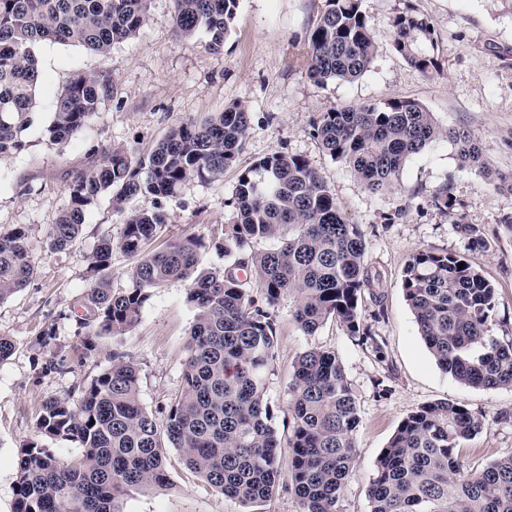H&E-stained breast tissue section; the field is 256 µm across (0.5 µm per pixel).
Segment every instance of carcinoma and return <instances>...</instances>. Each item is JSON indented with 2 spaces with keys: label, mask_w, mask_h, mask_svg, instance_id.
<instances>
[{
  "label": "carcinoma",
  "mask_w": 512,
  "mask_h": 512,
  "mask_svg": "<svg viewBox=\"0 0 512 512\" xmlns=\"http://www.w3.org/2000/svg\"><path fill=\"white\" fill-rule=\"evenodd\" d=\"M178 36L199 31L218 49L239 0H172ZM362 0H327L307 42V77L317 85L352 81L373 62L376 35ZM150 0H0V159L23 147L18 133L31 122L40 71L32 52L40 42L77 44L106 53L133 38L146 23ZM396 51L419 72L437 70L438 42L427 20L413 10L392 20ZM106 84L90 73L62 82L49 141L79 134L98 112ZM249 112L231 104L200 123L170 131L151 151L136 155L111 146L76 172L69 206L56 214L47 245L62 251L79 238L86 211L105 194L125 213L119 242L99 239L91 255L98 276L76 316L93 336L123 334L139 321L149 289L169 280L189 283L196 309L183 387L159 425L139 401L138 369L119 355L91 380L79 400L50 398L39 431L78 443L80 457H56L36 441L19 449L14 512H122L120 499L135 487L168 486L167 449L210 487L243 505L275 496L281 478L274 412L265 399L272 371L276 306L292 301L293 319L308 335L328 320L340 321L363 343L377 344L358 312L362 291L372 287L361 228L343 214L320 174L301 155L275 151L238 175L235 220L224 225V253L232 266L197 271L202 239L191 237L162 250L148 243L169 223L163 202L186 182L217 181L237 166L247 137ZM324 152L346 165L373 192L394 187L403 164L432 142L446 138L461 163L512 193V172L485 161L474 136L441 129L413 99L381 105H346L312 124ZM151 196V209L128 204ZM446 214L456 206L448 184L432 195ZM274 240L267 251H247ZM136 259L132 287L112 289L106 270L112 251ZM463 269H458V264ZM28 234L0 230V299L33 278ZM253 282L256 298L247 288ZM402 288L418 333L438 367L460 383L512 387V344L491 335L496 317L493 285L459 254L421 249L406 262ZM288 413L292 433L288 477L301 512H341L343 489L356 458L358 409L344 370L332 352L310 349L297 359ZM464 406L431 403L410 413L381 452L368 490L371 512H512V454L469 471L457 449L482 429Z\"/></svg>",
  "instance_id": "1"
}]
</instances>
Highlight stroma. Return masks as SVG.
I'll return each instance as SVG.
<instances>
[{"label": "stroma", "instance_id": "obj_1", "mask_svg": "<svg viewBox=\"0 0 512 512\" xmlns=\"http://www.w3.org/2000/svg\"><path fill=\"white\" fill-rule=\"evenodd\" d=\"M413 7L434 29L438 68L425 75L393 45L394 16ZM326 0H239L220 51L199 32L184 41L174 34L172 0H152L149 17L135 38L99 54L79 45L44 42L33 53L40 81L32 121L22 132L24 148L0 160V228H27L36 269L31 284L0 300V337L14 345L0 362V512H14L17 454L22 443L39 441L63 459L82 453L78 444L41 435L36 421L52 397L78 399L84 387L110 364L113 354L135 363L139 398L157 421L183 386L189 332L196 310L187 300V282L173 280L151 289L138 324L122 335L98 339L86 351L84 333L72 317L92 282L90 256L105 235L120 239L124 215L101 197L85 216L81 238L63 251H49L45 239L52 217L69 202L74 173L109 146L148 152L168 131L223 111L247 106L249 129L238 165L223 180L186 182L165 202L170 220L153 239L159 249L173 239L203 237L199 266L219 269L232 257L214 248L234 217L233 192L240 169L275 151L306 157L322 175L350 222L360 225L366 264L377 279L363 292L359 313L379 345L351 336L335 319L306 335L281 300L276 313L273 370L265 398L275 411L281 460H288L292 430L289 386L298 356L310 349L335 353L356 399L360 424L354 434L357 456L341 500L342 512H371L368 489L377 459L398 425L417 408L438 401L466 407L484 423L461 446V461L478 470L512 453V388H471L443 372L417 332L403 293L409 257L422 248L466 256L496 288L494 336L512 343V194L496 191L479 172L461 167L455 145L442 138L403 165L396 185L370 192L343 164L329 157L313 136L321 113L352 104H379L410 98L433 113L444 129L464 127L477 138L495 168L512 170V15L498 0H362L377 36L370 69L353 82L320 86L306 75L307 35ZM87 72L106 81L109 91L82 132L50 143L47 128L64 78ZM448 184L457 206L441 214L433 191ZM476 226L485 247H472L460 232ZM53 326L55 336L40 333ZM165 488L128 492L123 512H300L288 478L267 502L241 505L212 489L169 450Z\"/></svg>", "mask_w": 512, "mask_h": 512}]
</instances>
